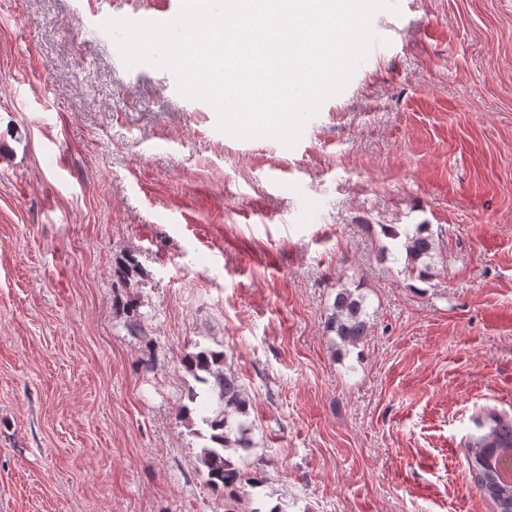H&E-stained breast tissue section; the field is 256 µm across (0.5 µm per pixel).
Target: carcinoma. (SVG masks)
<instances>
[{"label": "carcinoma", "mask_w": 512, "mask_h": 512, "mask_svg": "<svg viewBox=\"0 0 512 512\" xmlns=\"http://www.w3.org/2000/svg\"><path fill=\"white\" fill-rule=\"evenodd\" d=\"M403 249L405 270L420 280L430 278L436 243L428 225L420 224L415 233L405 234ZM137 269L135 256L126 254L118 260L115 275L125 280ZM122 308L129 335L144 342L146 351L154 354L155 341L150 337L138 299H126ZM368 318L365 296L341 287L336 290L326 329L335 333L341 343L356 346L367 336ZM194 348L195 351L181 356V366L198 383L209 387L216 408L200 416L199 421H194L189 404L196 402L199 393L191 388L186 395L188 403L180 407L178 420L187 425L190 434L206 441L199 455L206 483L213 490L230 496L244 484L257 488L265 483V476H246L237 461L227 454L229 450L247 452L253 447L246 393L238 377L227 368L224 351L198 342ZM476 425L480 433L471 436L467 442L471 479L491 502L493 512H512V483L507 484L499 477V464L505 459H512V415L489 410L476 420Z\"/></svg>", "instance_id": "cac0c4a2"}]
</instances>
